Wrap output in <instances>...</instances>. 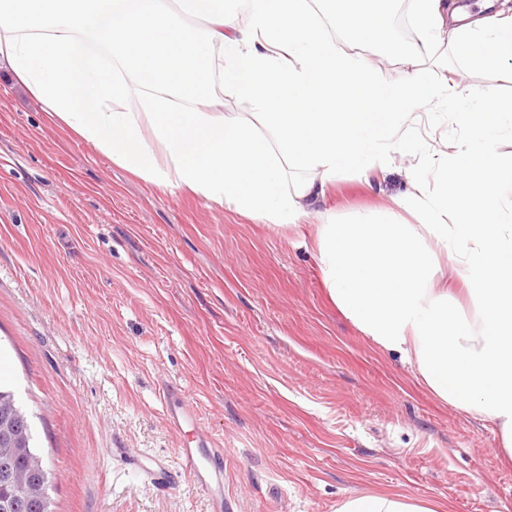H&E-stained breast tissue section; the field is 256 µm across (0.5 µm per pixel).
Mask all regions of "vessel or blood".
Masks as SVG:
<instances>
[{
  "mask_svg": "<svg viewBox=\"0 0 512 512\" xmlns=\"http://www.w3.org/2000/svg\"><path fill=\"white\" fill-rule=\"evenodd\" d=\"M166 418L170 427L184 438L183 463L199 487L216 502L224 500V456L214 448L205 432L198 427L197 414L190 408L184 393L168 389L163 393Z\"/></svg>",
  "mask_w": 512,
  "mask_h": 512,
  "instance_id": "b4317fda",
  "label": "vessel or blood"
}]
</instances>
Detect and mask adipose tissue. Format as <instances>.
Wrapping results in <instances>:
<instances>
[{"mask_svg":"<svg viewBox=\"0 0 512 512\" xmlns=\"http://www.w3.org/2000/svg\"><path fill=\"white\" fill-rule=\"evenodd\" d=\"M354 42H392V0H321ZM424 30L447 26L474 67L512 61V18H474L456 0H414ZM51 118L129 172L275 227L297 223L327 183L387 165L396 124L442 88L388 82L320 28L307 0H0V71ZM261 109L272 137L223 111L216 82ZM464 113L469 139L440 158L438 191L415 183L399 205L415 221L321 225L324 284L376 348L415 366L442 402L497 426L512 459V225L501 218L512 160L490 148L512 102L486 92ZM309 177L286 182V167ZM447 256L468 294L438 285ZM336 512H436L427 500L367 493Z\"/></svg>","mask_w":512,"mask_h":512,"instance_id":"obj_1","label":"adipose tissue"}]
</instances>
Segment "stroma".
Returning <instances> with one entry per match:
<instances>
[{"mask_svg":"<svg viewBox=\"0 0 512 512\" xmlns=\"http://www.w3.org/2000/svg\"><path fill=\"white\" fill-rule=\"evenodd\" d=\"M323 31L378 75L456 80L405 126L391 163L340 175L299 227L274 228L112 164L0 78V382L28 412L54 512H213L184 469L163 387L184 390L224 451V512H336L401 493L438 512H512L493 427L442 403L330 301L315 250L329 219L390 215L416 173L468 139L478 92L446 29L392 28L413 58ZM161 465L171 481L153 480Z\"/></svg>","mask_w":512,"mask_h":512,"instance_id":"35a3bbf8","label":"stroma"}]
</instances>
